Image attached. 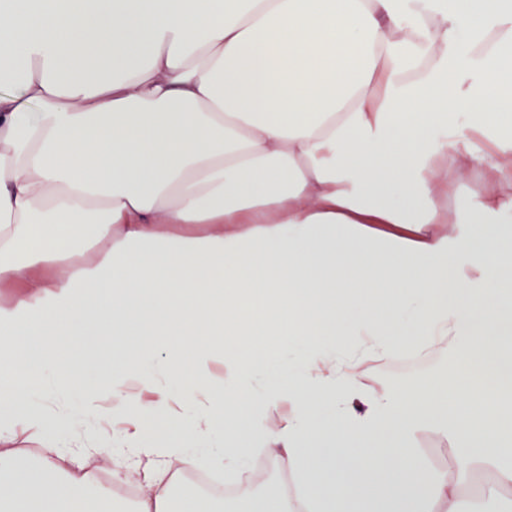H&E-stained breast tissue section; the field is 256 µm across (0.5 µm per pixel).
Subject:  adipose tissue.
<instances>
[{
  "mask_svg": "<svg viewBox=\"0 0 512 512\" xmlns=\"http://www.w3.org/2000/svg\"><path fill=\"white\" fill-rule=\"evenodd\" d=\"M510 213L512 0H0V512L110 505L94 454L134 512H299L164 477L257 447L313 512H465L478 474L492 512ZM112 335L145 345L83 384ZM442 344L450 378L365 380ZM436 364L432 371L422 375H412L406 378H393L379 373L378 364L388 360H378L365 365L364 370L368 383L377 389H398L400 387H414L425 384L435 378L448 375V369L453 361V353L445 347L436 349L434 353ZM465 440L461 437H448V442H444L437 434L425 432L421 435L418 446L424 455L425 448H432L434 458L431 463H426L430 468L438 471H448L453 463L452 453L449 448H455L456 444H464ZM124 483H132V484H124ZM112 484L114 486L119 485V484H124V485L120 486V491L123 492L128 497L117 495L114 492V495L112 494V511H107V512H132L130 510L133 508V501L135 499L132 500L129 497H136L138 494L137 486L139 485V483L137 482V476L133 475L126 480H115V481L112 480ZM139 487H140V485H139Z\"/></svg>",
  "mask_w": 512,
  "mask_h": 512,
  "instance_id": "ef3b65f1",
  "label": "adipose tissue"
}]
</instances>
